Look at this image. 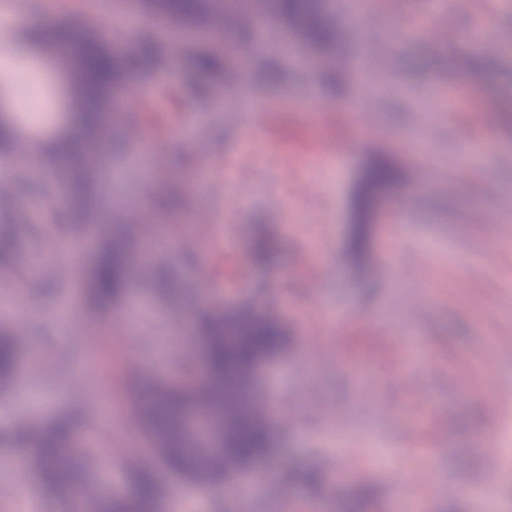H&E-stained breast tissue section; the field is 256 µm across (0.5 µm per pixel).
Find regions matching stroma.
<instances>
[{"instance_id": "35a3bbf8", "label": "stroma", "mask_w": 512, "mask_h": 512, "mask_svg": "<svg viewBox=\"0 0 512 512\" xmlns=\"http://www.w3.org/2000/svg\"><path fill=\"white\" fill-rule=\"evenodd\" d=\"M119 0H0L15 21L0 54L26 26L78 22L110 46L134 50L137 32L116 27ZM342 31L337 59L357 72L327 93L316 66L283 56L293 29L274 26L248 70H233L214 111L190 92L183 48L147 80L153 94L128 104L130 121L109 129L100 196L126 208L105 220L136 222L156 206L163 238L139 262L112 310L92 307L86 288L107 239L77 232L66 257L46 222L64 195L35 191L39 154L15 171L28 190L0 200V228L14 241L17 277L0 288L4 319L22 337L12 387L0 389V453L15 452L18 423L47 424L77 410L73 450L100 490L129 489V468L149 458L134 422L140 379L203 377L194 335L198 311L252 304L271 310L290 342L267 360L261 400L281 404L275 458L252 467L262 483L248 499L157 467L163 512H344L360 487L366 512H399L405 493L424 512H486L470 491L495 455V512H512V0H376L359 18L333 0ZM452 40L430 36L433 26ZM280 75L264 79L267 65ZM470 95L449 113L448 92ZM263 101L248 112L241 93ZM319 105L302 108L301 99ZM334 144L319 152L318 141ZM478 147L462 154L464 142ZM390 155L406 180L371 223L363 266L345 252L363 168ZM440 181L420 187L422 174ZM276 246L273 263L250 256L256 235ZM93 346L79 342L82 332ZM180 334L183 349L170 342ZM39 373L29 371L31 360ZM319 470L317 489L288 480L289 467ZM407 483H400L398 473ZM0 512H66L32 468L0 481Z\"/></svg>"}]
</instances>
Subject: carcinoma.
Wrapping results in <instances>:
<instances>
[{"instance_id":"obj_1","label":"carcinoma","mask_w":512,"mask_h":512,"mask_svg":"<svg viewBox=\"0 0 512 512\" xmlns=\"http://www.w3.org/2000/svg\"><path fill=\"white\" fill-rule=\"evenodd\" d=\"M131 13H145L167 26L196 27L232 14L247 18L243 34L253 33L257 20L296 29L308 48L334 52L340 33L328 18L326 0H128ZM70 74L77 112L54 148L45 151L47 164L67 178L70 206L53 219L60 240L82 224H93L97 207L96 169L98 141L107 135L109 107H121V92L128 81L149 77L165 61L164 30L152 28L132 54L113 50L88 33L74 40L67 27L39 31ZM192 70L219 74L226 68L216 47L191 49ZM21 132L13 114L0 113V153L12 152ZM404 173L387 154H377L366 164L354 200V224L347 250L356 261L368 252L372 214L380 200L391 195ZM13 241L0 233V274L12 269ZM129 244L123 232L111 235L99 252L88 292L102 308L111 309L128 292L132 272ZM208 365V379L200 385L187 377L174 384L143 380L138 387V418L154 445L158 462L168 470L206 486L220 481L236 468L246 470L271 458L273 423L254 408L253 373L276 356L284 344L281 321L254 308L232 307L203 317L196 325ZM20 349L13 334L0 328V387L15 375ZM21 442H31L33 462L40 479L69 504L72 512H160V489L154 466L143 465L130 494L105 492L78 495L74 485L76 463L71 448L75 427L61 417L47 425H22Z\"/></svg>"}]
</instances>
